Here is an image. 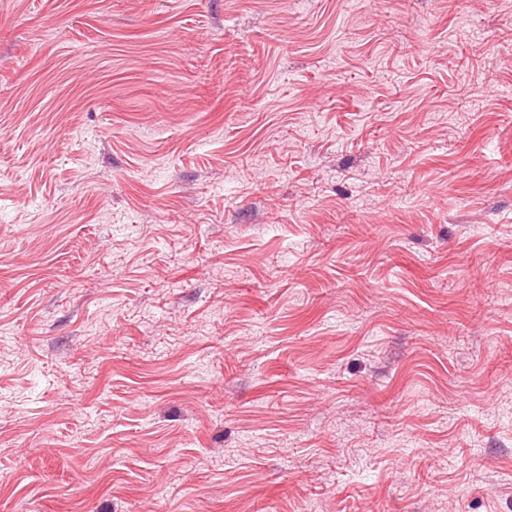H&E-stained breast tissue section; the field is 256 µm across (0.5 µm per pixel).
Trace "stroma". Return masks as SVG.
Masks as SVG:
<instances>
[{
	"label": "stroma",
	"mask_w": 512,
	"mask_h": 512,
	"mask_svg": "<svg viewBox=\"0 0 512 512\" xmlns=\"http://www.w3.org/2000/svg\"><path fill=\"white\" fill-rule=\"evenodd\" d=\"M0 512H512V0H0Z\"/></svg>",
	"instance_id": "1"
}]
</instances>
